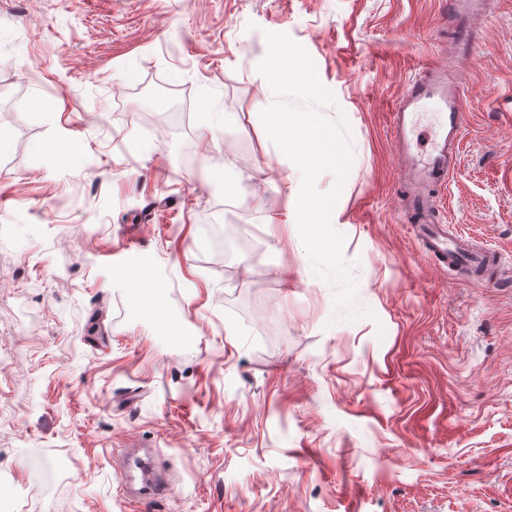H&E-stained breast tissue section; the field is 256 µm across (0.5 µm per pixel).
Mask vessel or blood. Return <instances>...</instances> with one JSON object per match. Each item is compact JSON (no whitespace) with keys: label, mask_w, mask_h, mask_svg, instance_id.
I'll list each match as a JSON object with an SVG mask.
<instances>
[{"label":"vessel or blood","mask_w":512,"mask_h":512,"mask_svg":"<svg viewBox=\"0 0 512 512\" xmlns=\"http://www.w3.org/2000/svg\"><path fill=\"white\" fill-rule=\"evenodd\" d=\"M486 10V0H448L454 19L456 48L474 58L477 31L475 20ZM466 110L462 94L450 85L444 73L426 67L423 75L405 87L390 114V125L402 158L408 194L402 204L416 216L415 231L422 247L441 258H459L476 273L494 264L493 256L480 249L465 248L452 239L446 225L436 223L434 201L429 189L444 184L458 163ZM121 495L128 502L149 505L166 498L171 481L158 474L151 457L121 449Z\"/></svg>","instance_id":"1"}]
</instances>
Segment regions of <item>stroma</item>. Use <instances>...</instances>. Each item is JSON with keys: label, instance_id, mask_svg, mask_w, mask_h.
<instances>
[{"label": "stroma", "instance_id": "1", "mask_svg": "<svg viewBox=\"0 0 512 512\" xmlns=\"http://www.w3.org/2000/svg\"><path fill=\"white\" fill-rule=\"evenodd\" d=\"M447 3L0 0L15 512H134L108 461L130 442L178 477L145 512H512V287L425 252L398 205L389 111L445 64ZM268 31L307 50L349 126L344 183L316 186L341 190L354 302L375 319L332 323L336 289L312 272L295 167L259 118ZM478 33L436 218L512 278V0ZM130 246L149 269L124 264ZM136 279L159 284L165 321Z\"/></svg>", "mask_w": 512, "mask_h": 512}]
</instances>
